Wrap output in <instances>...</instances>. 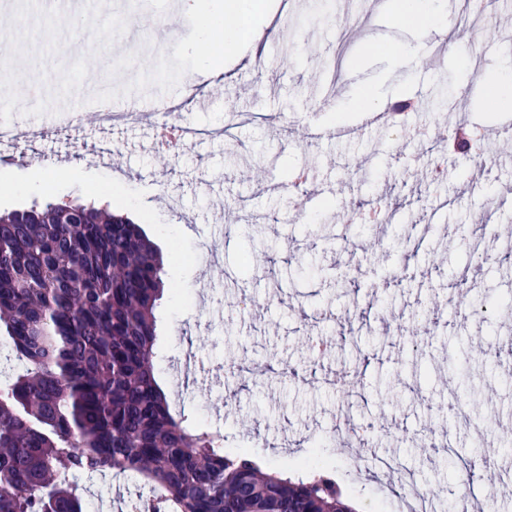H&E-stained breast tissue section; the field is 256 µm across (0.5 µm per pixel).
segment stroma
I'll list each match as a JSON object with an SVG mask.
<instances>
[{
	"label": "stroma",
	"instance_id": "1",
	"mask_svg": "<svg viewBox=\"0 0 512 512\" xmlns=\"http://www.w3.org/2000/svg\"><path fill=\"white\" fill-rule=\"evenodd\" d=\"M178 0H0V108L45 137L0 146V213L47 202L112 199L165 255L158 310L159 383L173 410L224 431L230 450L254 442L266 467L288 475L303 460L327 464L359 512H395L363 467L394 459L402 479L430 490L447 512L461 485L452 472L470 449H494L495 466L471 487L479 508L512 512V316L480 301L512 298V109L492 107L488 79L512 72V0H489L480 24L460 35L462 0L444 22L396 26L392 0H265L254 46L208 78L185 47L198 20ZM84 18L79 30L65 17ZM151 36L137 54L128 42ZM393 41L442 48L437 68L391 66L373 54ZM100 48L87 56L85 44ZM261 66L246 92L251 55ZM82 66L74 84L72 67ZM336 95L322 100V68ZM377 111L409 102L402 124L368 126L358 96ZM110 94L126 120L70 118ZM212 105L199 111L196 99ZM190 136L177 153L152 146L165 100ZM351 127L349 135L337 126ZM474 129L481 152L436 144V127ZM111 166L96 163L97 155ZM48 191L26 184L36 173ZM385 200L382 223L348 218ZM207 289H200V281ZM195 353L196 385L173 369ZM266 368L242 387L238 369ZM465 397L462 418L448 401ZM371 424L368 441L338 440ZM84 512H126L143 488L132 475H76Z\"/></svg>",
	"mask_w": 512,
	"mask_h": 512
}]
</instances>
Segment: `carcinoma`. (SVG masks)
<instances>
[{"label":"carcinoma","mask_w":512,"mask_h":512,"mask_svg":"<svg viewBox=\"0 0 512 512\" xmlns=\"http://www.w3.org/2000/svg\"><path fill=\"white\" fill-rule=\"evenodd\" d=\"M0 214V512H83L68 474H133L153 512H355L331 468L291 478L171 410L156 372L158 249L83 203Z\"/></svg>","instance_id":"1"}]
</instances>
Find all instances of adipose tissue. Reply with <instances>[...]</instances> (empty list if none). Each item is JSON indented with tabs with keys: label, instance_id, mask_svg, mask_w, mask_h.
<instances>
[{
	"label": "adipose tissue",
	"instance_id": "1",
	"mask_svg": "<svg viewBox=\"0 0 512 512\" xmlns=\"http://www.w3.org/2000/svg\"><path fill=\"white\" fill-rule=\"evenodd\" d=\"M187 10L199 18L195 53L203 67L224 69V57L233 53L242 38L238 18L256 14L260 0H183Z\"/></svg>",
	"mask_w": 512,
	"mask_h": 512
}]
</instances>
